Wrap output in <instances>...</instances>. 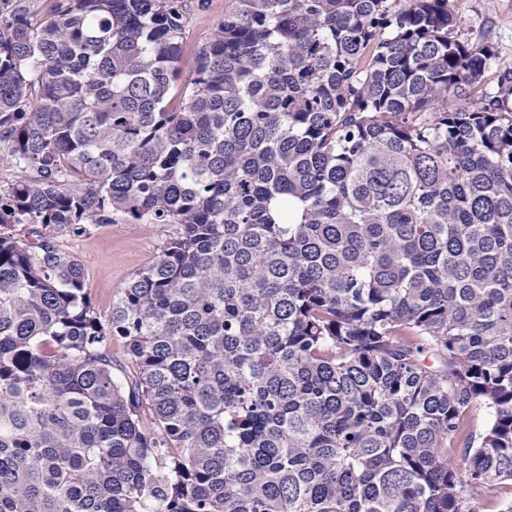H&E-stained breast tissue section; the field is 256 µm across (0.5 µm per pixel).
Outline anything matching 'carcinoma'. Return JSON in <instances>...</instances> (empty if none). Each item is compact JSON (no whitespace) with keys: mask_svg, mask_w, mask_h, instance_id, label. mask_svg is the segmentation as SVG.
Instances as JSON below:
<instances>
[{"mask_svg":"<svg viewBox=\"0 0 512 512\" xmlns=\"http://www.w3.org/2000/svg\"><path fill=\"white\" fill-rule=\"evenodd\" d=\"M185 10L0 0V512H512V69L235 0L183 82ZM120 219L177 233L106 320L8 233Z\"/></svg>","mask_w":512,"mask_h":512,"instance_id":"cac0c4a2","label":"carcinoma"}]
</instances>
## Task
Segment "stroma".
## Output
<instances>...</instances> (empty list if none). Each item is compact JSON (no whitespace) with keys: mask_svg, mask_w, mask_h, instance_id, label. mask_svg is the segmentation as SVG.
<instances>
[{"mask_svg":"<svg viewBox=\"0 0 512 512\" xmlns=\"http://www.w3.org/2000/svg\"><path fill=\"white\" fill-rule=\"evenodd\" d=\"M185 54L206 44L234 0H188ZM459 39L487 44L495 52L494 68H512V0H448ZM12 234L21 242L46 241L83 267L95 311L108 316L112 301L138 271L152 264L173 234L169 224H89L84 231L18 224Z\"/></svg>","mask_w":512,"mask_h":512,"instance_id":"obj_1","label":"stroma"}]
</instances>
